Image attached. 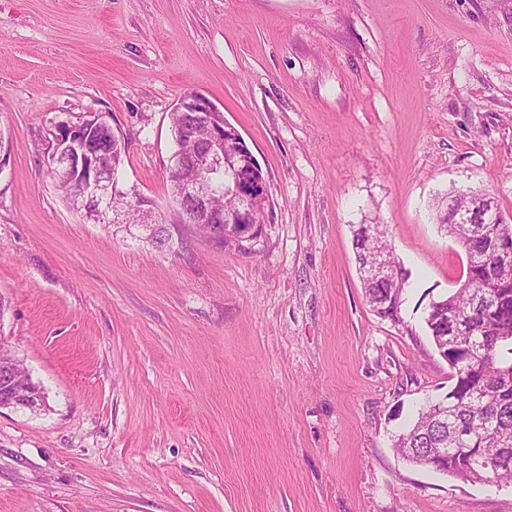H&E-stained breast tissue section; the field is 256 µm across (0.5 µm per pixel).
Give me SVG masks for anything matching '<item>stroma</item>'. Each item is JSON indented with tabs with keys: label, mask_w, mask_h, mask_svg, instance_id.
Returning a JSON list of instances; mask_svg holds the SVG:
<instances>
[{
	"label": "stroma",
	"mask_w": 512,
	"mask_h": 512,
	"mask_svg": "<svg viewBox=\"0 0 512 512\" xmlns=\"http://www.w3.org/2000/svg\"><path fill=\"white\" fill-rule=\"evenodd\" d=\"M189 91L261 166L263 224L158 250L83 220L56 127L108 122L120 187L162 204ZM0 128V343L48 401L0 409V512H512V483L394 446L453 383L425 325L466 268L438 196L512 217V0H0ZM357 224L410 273L400 323ZM388 236V225L370 224L365 227L358 224L353 231V245L360 276L368 279L361 278L366 302L381 318L398 323L401 321L403 295L409 280L408 271L401 266L398 276L389 281H378L399 271V263L390 255L381 256L362 270L378 252L392 249Z\"/></svg>",
	"instance_id": "obj_1"
}]
</instances>
